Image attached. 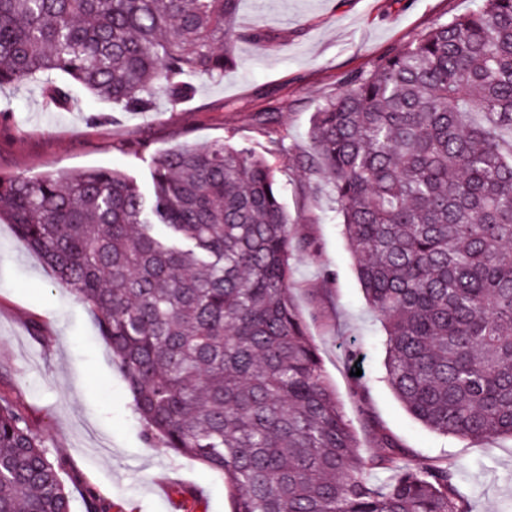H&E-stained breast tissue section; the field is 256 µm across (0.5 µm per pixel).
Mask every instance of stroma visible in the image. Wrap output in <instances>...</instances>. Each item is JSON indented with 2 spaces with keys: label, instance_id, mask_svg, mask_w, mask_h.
Segmentation results:
<instances>
[{
  "label": "stroma",
  "instance_id": "stroma-1",
  "mask_svg": "<svg viewBox=\"0 0 512 512\" xmlns=\"http://www.w3.org/2000/svg\"><path fill=\"white\" fill-rule=\"evenodd\" d=\"M475 0H240L242 30L265 38L236 43V64L223 80H200L194 98L170 109L116 112L75 90L62 108L46 109L34 86L0 89V173L34 176L119 169L149 186L148 156L125 140H146L153 152L221 139L263 150L283 188L294 234L308 249L294 260V299L357 433L362 454L385 431L411 458L445 456L471 512H499L512 503V438L472 439L434 432L405 410L384 379L383 330L369 313L354 260L331 210L328 192L313 193L298 162L310 147L311 116L335 96L343 78L371 70L412 43L438 19L467 13ZM274 111L258 125L253 115ZM361 377H353V370ZM367 387L355 403V383ZM0 393L13 398L41 433L73 497L85 512L94 492L107 512H231L223 479L147 441L95 316L61 288L40 257L0 223Z\"/></svg>",
  "mask_w": 512,
  "mask_h": 512
}]
</instances>
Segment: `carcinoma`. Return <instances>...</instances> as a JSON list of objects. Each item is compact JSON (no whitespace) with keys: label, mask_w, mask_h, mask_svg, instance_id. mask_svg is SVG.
I'll return each mask as SVG.
<instances>
[{"label":"carcinoma","mask_w":512,"mask_h":512,"mask_svg":"<svg viewBox=\"0 0 512 512\" xmlns=\"http://www.w3.org/2000/svg\"><path fill=\"white\" fill-rule=\"evenodd\" d=\"M239 0H0V88L77 85L123 112L219 80ZM324 174L389 385L442 435L512 437V0H477L317 106ZM95 314L146 439L224 478L232 512H470L446 459L383 431L364 458L292 293L266 152L222 140L126 173L0 175V220ZM389 474L378 487L368 471ZM61 466L0 396V512H72Z\"/></svg>","instance_id":"carcinoma-1"}]
</instances>
